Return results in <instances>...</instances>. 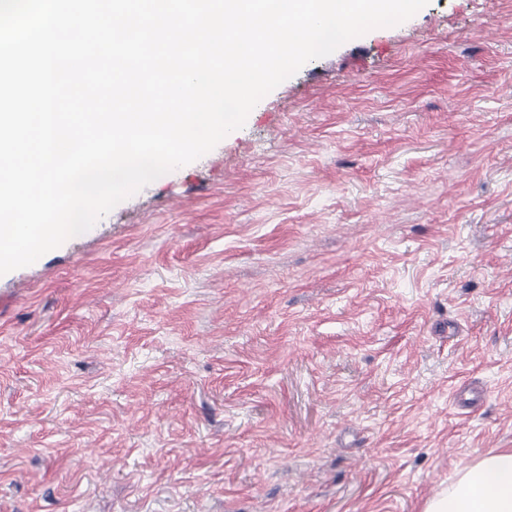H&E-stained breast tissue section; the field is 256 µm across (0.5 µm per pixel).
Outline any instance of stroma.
<instances>
[{
    "mask_svg": "<svg viewBox=\"0 0 512 512\" xmlns=\"http://www.w3.org/2000/svg\"><path fill=\"white\" fill-rule=\"evenodd\" d=\"M512 450V0H429L0 275V512H423Z\"/></svg>",
    "mask_w": 512,
    "mask_h": 512,
    "instance_id": "obj_1",
    "label": "stroma"
}]
</instances>
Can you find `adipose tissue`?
<instances>
[{
	"instance_id": "obj_1",
	"label": "adipose tissue",
	"mask_w": 512,
	"mask_h": 512,
	"mask_svg": "<svg viewBox=\"0 0 512 512\" xmlns=\"http://www.w3.org/2000/svg\"><path fill=\"white\" fill-rule=\"evenodd\" d=\"M423 512H512V450L466 466L452 489L427 500Z\"/></svg>"
}]
</instances>
